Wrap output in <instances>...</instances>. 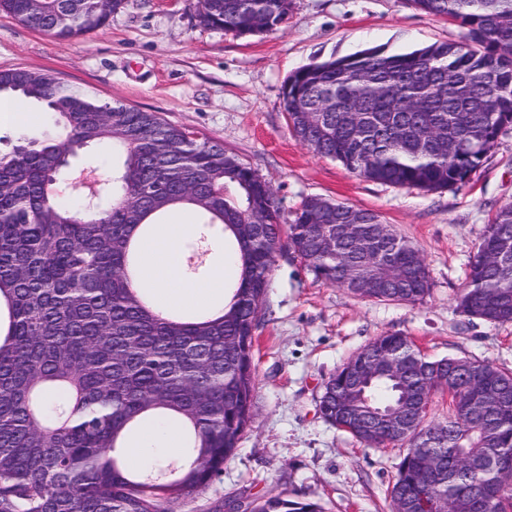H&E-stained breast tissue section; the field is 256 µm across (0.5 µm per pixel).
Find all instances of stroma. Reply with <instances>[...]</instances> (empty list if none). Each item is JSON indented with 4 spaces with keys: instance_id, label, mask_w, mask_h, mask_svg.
<instances>
[{
    "instance_id": "35a3bbf8",
    "label": "stroma",
    "mask_w": 512,
    "mask_h": 512,
    "mask_svg": "<svg viewBox=\"0 0 512 512\" xmlns=\"http://www.w3.org/2000/svg\"><path fill=\"white\" fill-rule=\"evenodd\" d=\"M198 0H124L105 27L61 45L0 11V70L51 74L221 143L272 185L284 218L317 196L366 208L421 252L431 291L416 304L330 286L289 248L275 257L255 336L254 419L222 475L183 512L268 494L325 512H392L403 450L368 448L318 412L323 383L376 336L400 332L425 357L512 369V323L464 316L463 288L480 237L512 204V129L466 185L422 192L376 183L315 155L288 127L281 95L297 68L376 47L402 53L459 42L458 22L411 0H292L276 29L251 36L206 27Z\"/></svg>"
}]
</instances>
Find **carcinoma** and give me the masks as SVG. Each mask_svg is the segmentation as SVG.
I'll return each instance as SVG.
<instances>
[{
  "mask_svg": "<svg viewBox=\"0 0 512 512\" xmlns=\"http://www.w3.org/2000/svg\"><path fill=\"white\" fill-rule=\"evenodd\" d=\"M458 22L465 42L406 53L378 48L302 66L281 104L295 137L367 180L426 192L466 183L512 126V0H411ZM123 0H0V11L64 44L105 26ZM290 0H204L200 23L249 35L282 24ZM57 116L59 132L0 154V512H180L221 475L253 421V344L283 220L254 169L153 112L103 104L47 73L0 71V95ZM106 142L121 163L90 201L58 178L65 148ZM188 208L224 231L240 266L224 313L165 317L133 286L136 237ZM288 246L315 278L363 298L415 304L430 292L420 250L369 209L305 199ZM464 315L512 322V204L486 225L457 296ZM376 359L398 362L410 389L380 372L344 409L336 395ZM448 419L418 417L442 386ZM64 395L52 403L44 390ZM479 407L469 419L470 404ZM322 417L368 447L401 435L393 490L424 512L442 500L512 512V370L461 357L428 360L409 337H375L325 382ZM166 410L189 426L186 462L128 473L119 439ZM252 512H323L274 495Z\"/></svg>",
  "mask_w": 512,
  "mask_h": 512,
  "instance_id": "cac0c4a2",
  "label": "carcinoma"
}]
</instances>
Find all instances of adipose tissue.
<instances>
[{"label": "adipose tissue", "instance_id": "ef3b65f1", "mask_svg": "<svg viewBox=\"0 0 512 512\" xmlns=\"http://www.w3.org/2000/svg\"><path fill=\"white\" fill-rule=\"evenodd\" d=\"M196 231L186 221L157 225L140 246V266L136 287L152 293L155 306L167 314L198 315L224 308L226 273L231 260L224 257V237L215 235L216 265L198 279L185 278L182 247ZM184 434L180 427L153 421L142 422L126 441L125 463L129 470L141 471L180 456Z\"/></svg>", "mask_w": 512, "mask_h": 512}]
</instances>
